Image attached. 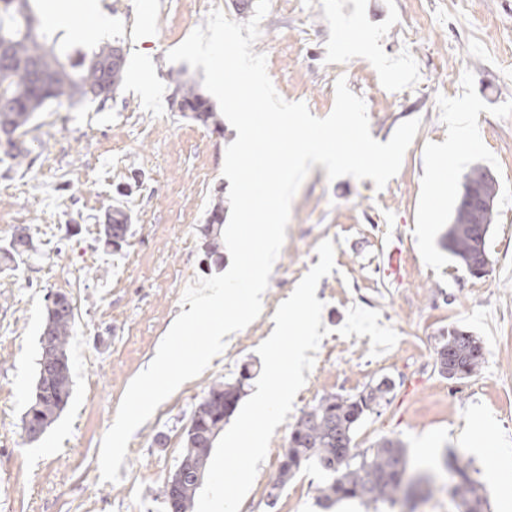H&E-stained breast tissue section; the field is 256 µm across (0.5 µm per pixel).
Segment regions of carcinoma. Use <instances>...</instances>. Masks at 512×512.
Here are the masks:
<instances>
[{
    "label": "carcinoma",
    "instance_id": "cac0c4a2",
    "mask_svg": "<svg viewBox=\"0 0 512 512\" xmlns=\"http://www.w3.org/2000/svg\"><path fill=\"white\" fill-rule=\"evenodd\" d=\"M123 51L115 43L101 49L89 60L64 63L47 37L41 32V20L29 0H0V58L11 64L0 67V149L3 154L22 162L32 153L21 137L26 127L47 105L67 111L78 104L101 98L100 90L109 87L114 94L123 80L125 64L111 67L110 53ZM173 102L182 112L193 113L201 124H208L213 108L195 84L175 79ZM499 184L488 181L483 193L488 201L484 223H471L468 211L456 204L453 221L443 234L441 244L466 271L479 259L489 257L487 237L495 217ZM130 216L120 207L110 209L100 230L101 240L117 250L127 241ZM32 249L24 233L14 236L3 248L11 261ZM46 321L39 337L35 387L30 404L22 417V429L29 441L38 440L64 409L72 396V379L67 345L73 332L74 306L63 292L47 295ZM485 361L482 341L473 333L457 328L448 331L436 348L435 366L442 376L462 383L474 376ZM456 368L447 376L442 365ZM248 375L240 373L233 381L213 383L192 412L185 429V449L176 470L162 490V503L175 512H193L198 476L205 473L215 438L233 416ZM391 384L384 380L364 387L352 396L330 393L318 399L297 420L288 436L277 475L268 490L270 504H275L288 482L308 462L314 461L325 474L318 485V501L327 506L341 498H359L368 505L382 504L388 512H401L414 496L407 478L405 451L400 441L381 439L371 448L353 445L356 428L369 413L391 402ZM444 465L453 474L454 485L448 493L457 501L460 512H490L483 486L470 475L469 464L453 450L446 451Z\"/></svg>",
    "mask_w": 512,
    "mask_h": 512
}]
</instances>
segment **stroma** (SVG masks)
<instances>
[{"label":"stroma","mask_w":512,"mask_h":512,"mask_svg":"<svg viewBox=\"0 0 512 512\" xmlns=\"http://www.w3.org/2000/svg\"><path fill=\"white\" fill-rule=\"evenodd\" d=\"M353 0H271L253 52L265 54L279 95L328 116L335 83L346 78L367 107L371 135L387 142L404 121L421 125L398 174L383 189L372 180H328L314 165L295 194L288 235L275 261L261 315L196 378L182 384L132 435L119 482H101V442L130 381L146 368L188 285L205 268L200 228L215 205H228L222 175L231 127L205 126L172 104L173 77L202 83L203 69L172 63L170 50L233 0H169L151 14L146 0H120L112 38L126 53L123 83L106 102L67 115L41 112L28 139L29 162L0 158V246L27 230L33 251L0 271V512H163L160 496L184 452L183 431L217 381L242 365L260 374L257 347L274 313L318 264V245L338 239L331 274L316 297L328 333L315 365L274 437L284 441L303 411L328 393L354 394L391 382V402L367 416L354 444L399 440L408 471L438 464L446 449L469 460L491 512H512L505 483L512 469V0H373L381 20L341 33ZM469 88L479 138L460 162L452 121L460 88ZM496 177L499 193L487 238L489 272L471 277L439 244L474 165ZM131 217L120 252L99 235L108 206ZM405 227L408 260L385 274L373 256L390 249L392 225ZM64 292L77 317L67 346L72 397L39 441L22 416L30 402L46 319L45 296ZM478 336L485 362L472 378L448 382L435 350L451 328ZM489 421L488 453L461 447L470 413ZM280 463L268 454L239 512H342L322 508L316 466L296 474L269 506L266 490Z\"/></svg>","instance_id":"35a3bbf8"}]
</instances>
